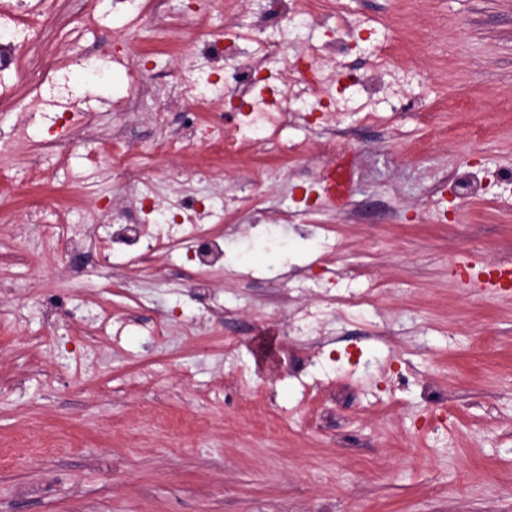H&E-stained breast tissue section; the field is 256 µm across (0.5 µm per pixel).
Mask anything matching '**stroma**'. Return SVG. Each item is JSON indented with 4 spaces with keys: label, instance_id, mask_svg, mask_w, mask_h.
Wrapping results in <instances>:
<instances>
[{
    "label": "stroma",
    "instance_id": "obj_1",
    "mask_svg": "<svg viewBox=\"0 0 512 512\" xmlns=\"http://www.w3.org/2000/svg\"><path fill=\"white\" fill-rule=\"evenodd\" d=\"M41 2L30 72L66 75L95 136L50 106L29 143L0 152V512H512V292L481 287L512 263V0H335L365 26L349 72L399 79L402 97L375 122L336 113L352 137L335 154L302 122L287 136L303 156L237 167L192 144L153 149L183 121L165 100L190 44L132 16L86 27L98 0ZM164 11L226 28L204 0ZM113 52L149 74L147 119L115 109L128 88ZM93 55L97 78L75 64ZM57 140L74 144L67 165ZM339 158L354 172L346 210L298 208ZM270 165L276 180L254 185ZM144 172L216 211L228 192L257 198L223 224L207 297L186 255L134 265L90 248L77 263L49 252L52 225L32 231L33 206L87 224L92 202ZM287 210L295 223L270 224ZM369 288L371 304L349 305ZM46 291L69 312L33 307ZM304 305L327 327L293 329Z\"/></svg>",
    "mask_w": 512,
    "mask_h": 512
}]
</instances>
